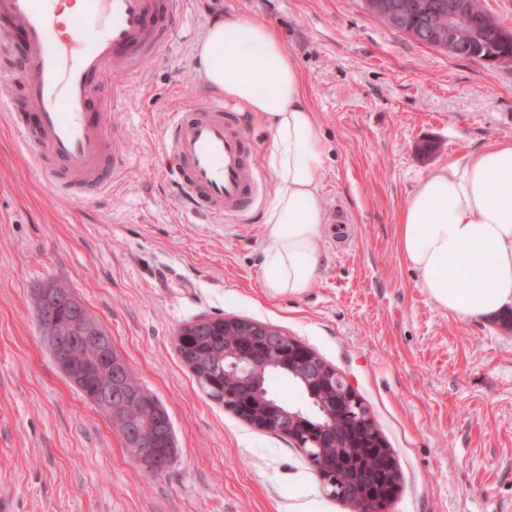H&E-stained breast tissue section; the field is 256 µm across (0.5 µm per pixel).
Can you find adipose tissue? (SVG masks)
<instances>
[{
	"instance_id": "1",
	"label": "adipose tissue",
	"mask_w": 512,
	"mask_h": 512,
	"mask_svg": "<svg viewBox=\"0 0 512 512\" xmlns=\"http://www.w3.org/2000/svg\"><path fill=\"white\" fill-rule=\"evenodd\" d=\"M197 71L272 133V201L264 214L265 288L303 294L324 259V151L299 69L262 21L224 18L199 43ZM399 247L421 288L463 319L512 310V141L449 162L421 180L401 214Z\"/></svg>"
}]
</instances>
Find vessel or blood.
<instances>
[{
  "label": "vessel or blood",
  "instance_id": "b4317fda",
  "mask_svg": "<svg viewBox=\"0 0 512 512\" xmlns=\"http://www.w3.org/2000/svg\"><path fill=\"white\" fill-rule=\"evenodd\" d=\"M55 3L0 0V54L25 58L24 69L8 75L20 96L8 108L41 177L92 199L125 163L121 135L108 130L121 83L161 52L183 0H81L64 19ZM161 141L191 210L238 216L255 205L260 173L250 139L223 98L176 113Z\"/></svg>",
  "mask_w": 512,
  "mask_h": 512
}]
</instances>
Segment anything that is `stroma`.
<instances>
[{"label":"stroma","instance_id":"1","mask_svg":"<svg viewBox=\"0 0 512 512\" xmlns=\"http://www.w3.org/2000/svg\"><path fill=\"white\" fill-rule=\"evenodd\" d=\"M270 26L306 84L325 150L327 215L350 216L301 295L263 286L271 134L239 116L264 174L241 217L186 213L161 137L210 92L195 48L217 18ZM0 81V505L5 512H354L305 452L251 427L193 381L177 331L203 316L277 328L345 377L398 463L385 512H512V324L461 319L420 287L398 224L422 178L512 140V64L427 47L361 0H186L169 48L123 86L111 124L127 163L97 201L38 175ZM431 152H421L424 143ZM68 286L142 386L167 407L178 455L150 472L72 389L44 346L34 293Z\"/></svg>","mask_w":512,"mask_h":512}]
</instances>
